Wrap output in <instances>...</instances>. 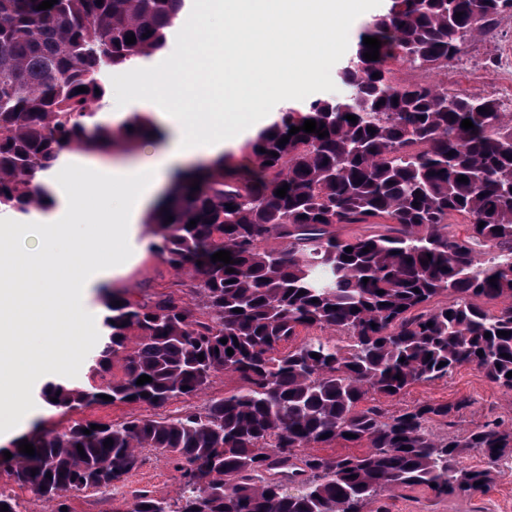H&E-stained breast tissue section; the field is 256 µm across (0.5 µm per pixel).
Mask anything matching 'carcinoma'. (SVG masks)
Segmentation results:
<instances>
[{
	"instance_id": "carcinoma-1",
	"label": "carcinoma",
	"mask_w": 512,
	"mask_h": 512,
	"mask_svg": "<svg viewBox=\"0 0 512 512\" xmlns=\"http://www.w3.org/2000/svg\"><path fill=\"white\" fill-rule=\"evenodd\" d=\"M41 2L0 0V208L19 214L52 203L35 178L66 146L99 148L83 134L96 116L91 105L106 94L101 70L163 50L188 7L187 0H57L40 10ZM507 13L512 0H390L361 33L381 41L379 59L364 58L360 39L338 71L355 100L317 98L283 113L250 145L245 172L225 158L188 171L176 187L184 203L156 218L151 249L189 276L197 308L173 292L153 301L107 293L86 382L49 381L40 397L66 410L103 395L114 405L161 407L197 395L219 374L238 385L174 417L132 415L89 435L90 424L75 420L27 435L35 455L20 452L17 439L10 459L0 450V472L52 512H72V491L118 486L145 448L180 473L179 497L171 503L134 490L121 512H364L372 504L387 512L383 500L404 489L437 499L486 492L491 466L512 448V429L485 422L446 437L428 429L433 422L452 429L469 398L397 414L361 403L465 365L512 391V113L479 93L390 77L394 63L447 68L471 35ZM131 34L135 43H125ZM80 86L87 91L76 92ZM466 118L473 128L461 127ZM307 119L329 136L301 130L279 145ZM285 184L286 196L275 195ZM193 219L196 227H187ZM350 227L359 231L343 235ZM271 240L288 248L269 249ZM220 250L234 263L212 262ZM314 329L351 343L311 336L292 345ZM142 375L152 382L136 384ZM336 441L367 451L306 452ZM472 450L487 466L464 462Z\"/></svg>"
}]
</instances>
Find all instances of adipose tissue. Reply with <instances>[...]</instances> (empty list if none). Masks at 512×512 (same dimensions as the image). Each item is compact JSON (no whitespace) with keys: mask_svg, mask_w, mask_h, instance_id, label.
<instances>
[{"mask_svg":"<svg viewBox=\"0 0 512 512\" xmlns=\"http://www.w3.org/2000/svg\"><path fill=\"white\" fill-rule=\"evenodd\" d=\"M364 11L363 0H199L188 46L167 71L129 72L112 94L116 105L169 107L170 137L160 162L112 165L65 153L39 181L70 183L62 197L67 220L0 225L1 435L18 434L36 419L24 398L28 382L54 364L81 368L97 339L87 333L76 287L122 272L123 246L136 238L171 170L241 141L248 124L241 113L260 122L270 101L330 82L340 26ZM203 89L213 111L191 104V94Z\"/></svg>","mask_w":512,"mask_h":512,"instance_id":"adipose-tissue-1","label":"adipose tissue"}]
</instances>
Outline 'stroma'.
<instances>
[{
	"label": "stroma",
	"instance_id": "1",
	"mask_svg": "<svg viewBox=\"0 0 512 512\" xmlns=\"http://www.w3.org/2000/svg\"><path fill=\"white\" fill-rule=\"evenodd\" d=\"M498 27L501 44L489 43L483 35H475L468 40L461 60L449 63L447 69L441 72L429 74V82L447 86L456 92L466 90L499 97L501 45L505 42L512 44V27L503 21L499 22ZM151 241L150 231L145 228L128 245V267L112 280V288L126 291L138 299L174 291L182 295L188 306H195L197 298L192 291V281L184 272L171 268L154 256L149 250ZM83 378V372L53 367L46 372L44 378L29 382L25 397L39 413L40 429L60 430L74 420L115 423L131 415L164 417L186 407H204L210 399L223 397L225 392L236 385L233 377L221 374L198 396L180 398L157 408L96 403L66 412L50 408L40 397L44 382L60 379L79 382ZM461 396L470 397L471 403L456 416V431L492 419L498 420L504 427H512V392L490 382L471 366L461 367L443 379L413 385L397 397L383 399L381 405L388 412L396 413L422 402H451ZM141 459V464L127 476L124 485L117 491L71 493L73 512H118L135 489H147L156 496L175 500L179 492L180 475L169 460L150 450L143 451ZM387 505L389 512H512V456L494 465L493 480L485 494L437 499L428 491L416 488L395 493L388 498Z\"/></svg>",
	"mask_w": 512,
	"mask_h": 512
}]
</instances>
